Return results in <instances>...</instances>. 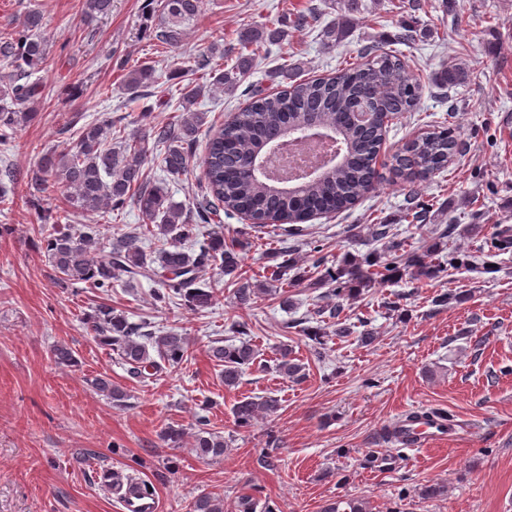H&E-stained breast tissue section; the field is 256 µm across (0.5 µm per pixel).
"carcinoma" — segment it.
<instances>
[{
    "mask_svg": "<svg viewBox=\"0 0 512 512\" xmlns=\"http://www.w3.org/2000/svg\"><path fill=\"white\" fill-rule=\"evenodd\" d=\"M158 41L170 47L178 46L186 28L197 18L201 0H156ZM112 9V0H83V16L91 21ZM42 17L33 12L21 27L0 34V60L10 63L17 75L0 85V143L12 139L18 126L30 121L35 110L29 103L37 95L40 80L30 81L43 68L48 51L40 34ZM286 37L282 29L251 26L241 34V52L230 67L214 62V52L196 58L200 69H208L212 83L187 89L180 101L182 114L175 122L158 124L131 137L122 135L123 118L105 117L80 127L75 145L61 152L45 153L35 176L30 178L31 195L37 198L51 195L64 188L62 212L112 213L124 209L128 202L139 208L143 223L129 226L114 237L108 246L99 245V229L94 224L70 225L44 235L41 249L56 273V281L73 288H110L114 282L137 283L164 272L162 287L153 293L154 302H183L190 311L210 306L215 288L198 282V274L207 267L217 266L236 285V303L248 307L262 295L273 292L269 285L282 286L285 272L297 265L288 250L290 237L302 232L300 224L317 215L337 214L352 208L359 199L374 189L379 179L377 158L385 139L386 126L382 118L400 112L419 109L421 78L415 75L397 51L373 41L363 45L355 61L336 69L333 77L288 79L281 71L276 92L255 91L253 101L220 126H210L203 159L205 192L197 203L198 219L216 228L204 233L201 226L190 223L187 209L163 191L143 180V165L148 159V145L164 147L160 167L166 176L178 180L186 174L205 122L204 113L195 106L207 88L235 91L250 73L254 57L267 44L281 42ZM152 79L149 69L133 70L127 76L126 90L142 92ZM372 104L377 117L362 126L353 122L354 103ZM316 121L334 134L343 144V163L326 170L312 180L293 182L289 178H274L268 172L251 167L260 148L282 139L299 140L307 132L309 121ZM121 140L119 148L113 139ZM463 146L456 131L439 126L410 140L393 157L392 173L407 187L405 218L421 227L430 219L428 207L417 202L420 185L448 167ZM245 214L253 227L262 228L269 220L285 225L278 255L284 260L270 268V275L257 284L243 277L244 244H225L222 214ZM450 225L421 250L403 254L404 271L414 280L431 279L438 269L431 258L447 249ZM170 238L169 247L156 254L136 246L142 236ZM399 267L382 260L380 254H347L335 267H327L321 259L313 261L302 272L300 280L308 288H327L315 315L336 325V336L350 335L341 325L342 299H355L363 292L389 281ZM86 325L96 341L114 352L127 365L132 378H143L149 371L159 372L164 366H179L189 357L190 343L176 331L156 334L148 323L129 321L126 312L101 303L86 314ZM315 355L321 354L327 335L319 326L304 329ZM56 364L70 366L75 358L64 343L51 348ZM209 359L221 367L224 388L234 389L245 367L252 364L256 352L252 344L221 345L214 341L208 348ZM275 372L292 380L305 378V364L284 348L274 364ZM98 392L117 406L128 399L126 389L107 376L91 381ZM280 407L272 396L245 397L233 408L236 426L249 428L261 414L273 415ZM193 452L202 461L224 456L227 443L224 436L213 431L204 416L194 424ZM190 512H226L224 499L211 494L196 498ZM235 512H274L270 503H260L251 495L241 497Z\"/></svg>",
    "mask_w": 512,
    "mask_h": 512,
    "instance_id": "carcinoma-1",
    "label": "carcinoma"
}]
</instances>
